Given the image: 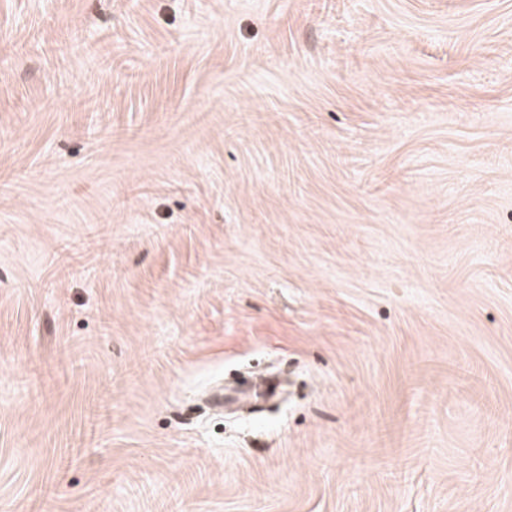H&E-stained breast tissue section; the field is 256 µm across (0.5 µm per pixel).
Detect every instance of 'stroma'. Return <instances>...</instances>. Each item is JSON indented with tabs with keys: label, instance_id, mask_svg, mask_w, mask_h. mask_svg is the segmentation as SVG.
Masks as SVG:
<instances>
[{
	"label": "stroma",
	"instance_id": "1",
	"mask_svg": "<svg viewBox=\"0 0 512 512\" xmlns=\"http://www.w3.org/2000/svg\"><path fill=\"white\" fill-rule=\"evenodd\" d=\"M0 512H512V0H0Z\"/></svg>",
	"mask_w": 512,
	"mask_h": 512
}]
</instances>
